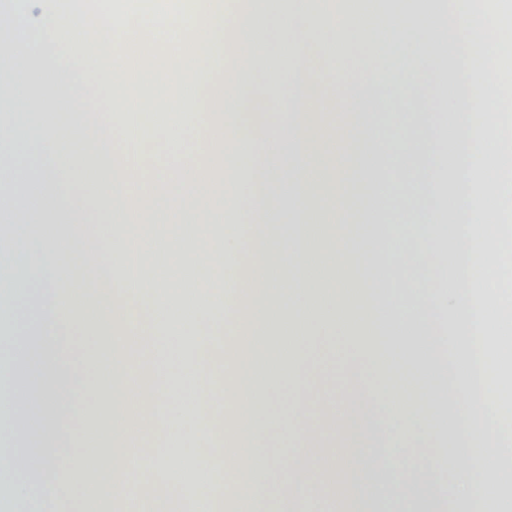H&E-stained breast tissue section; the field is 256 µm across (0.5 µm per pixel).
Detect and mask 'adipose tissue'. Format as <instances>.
Instances as JSON below:
<instances>
[{
  "label": "adipose tissue",
  "mask_w": 512,
  "mask_h": 512,
  "mask_svg": "<svg viewBox=\"0 0 512 512\" xmlns=\"http://www.w3.org/2000/svg\"><path fill=\"white\" fill-rule=\"evenodd\" d=\"M90 34L89 13L66 0H21L0 9V115L15 114L28 89L37 115L90 109L88 64L65 29ZM45 81H37V74ZM91 181L92 192L81 189ZM16 185L0 196V224L13 274L28 284L23 302L0 306V512H31L62 458L57 437L74 409V375L54 329L67 323L100 337L93 364L99 446L71 459L97 485V512H197L173 478L181 458L209 469L210 512H302L320 495L331 512L348 473V437L365 424L362 463L375 471L379 512L414 501L418 512H491L496 487L512 501V363L485 328L494 308L512 323V294L488 268L479 242L444 222L409 219L190 220L154 170H100L79 160H35L0 168ZM102 208L112 249L99 258L85 207ZM400 238L411 262L396 265ZM68 239L70 248L54 252ZM168 249L165 270L146 258ZM245 267L234 284L224 269ZM95 307L78 306V291ZM348 336L380 374L358 370L318 380L296 351L310 332ZM291 385L292 420L273 413ZM291 448L268 453L260 432ZM441 440L431 457L395 478L376 464L383 447L412 433ZM204 434L210 447L196 448ZM285 486L266 491L257 474Z\"/></svg>",
  "instance_id": "adipose-tissue-1"
}]
</instances>
